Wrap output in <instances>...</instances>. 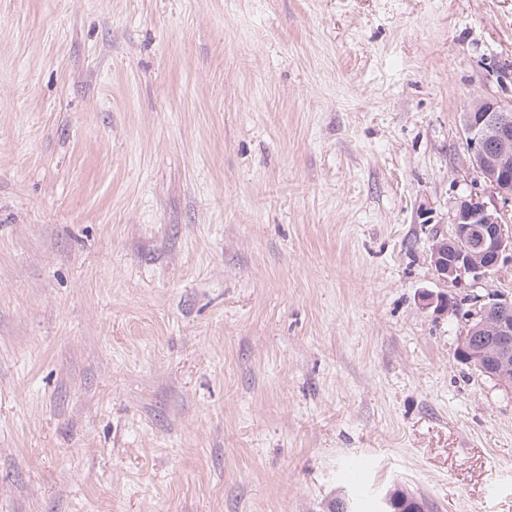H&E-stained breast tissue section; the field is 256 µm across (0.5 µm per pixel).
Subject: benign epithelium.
<instances>
[{"instance_id": "7a95c632", "label": "benign epithelium", "mask_w": 512, "mask_h": 512, "mask_svg": "<svg viewBox=\"0 0 512 512\" xmlns=\"http://www.w3.org/2000/svg\"><path fill=\"white\" fill-rule=\"evenodd\" d=\"M465 145L471 160L485 183L502 201L512 202V106L496 101H476L464 114ZM503 210L489 207L481 197L471 196L457 205L452 235L435 244L431 259L441 279L463 286L466 280L477 282L500 265L512 262V228L503 224ZM424 308L437 312L451 308L443 296L425 294ZM495 315L498 338L493 357L496 370L489 377L509 389L512 379V296H499L482 305L479 316Z\"/></svg>"}]
</instances>
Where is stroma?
Returning <instances> with one entry per match:
<instances>
[{
  "label": "stroma",
  "mask_w": 512,
  "mask_h": 512,
  "mask_svg": "<svg viewBox=\"0 0 512 512\" xmlns=\"http://www.w3.org/2000/svg\"><path fill=\"white\" fill-rule=\"evenodd\" d=\"M481 98L512 0H0V512H512ZM503 210L490 208L480 196H470L457 205L453 233L437 241L431 259L441 279L463 286L477 282L500 265L512 262V228L507 229ZM490 335H491L490 331L482 332V330H480L478 332V334L473 336L471 339L470 358H473V360L471 361L470 365H473L482 374H483L482 369L486 368V366L488 365V361L491 360V356H490V354L487 356L486 355L482 356L481 352H479V351H480V349H487L488 350L487 352L488 353L490 352V348H488L492 343V336H490ZM476 356H480V357H476Z\"/></svg>",
  "instance_id": "1"
}]
</instances>
